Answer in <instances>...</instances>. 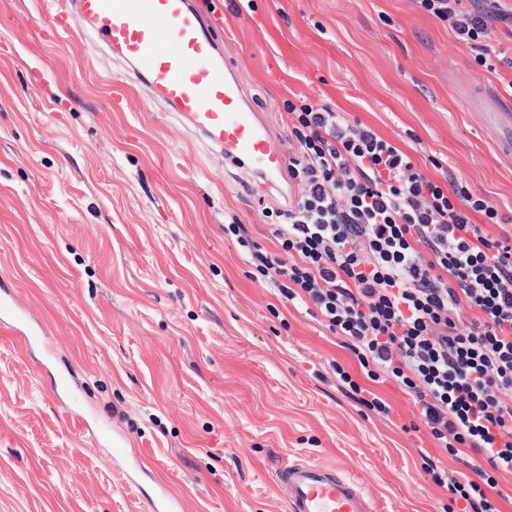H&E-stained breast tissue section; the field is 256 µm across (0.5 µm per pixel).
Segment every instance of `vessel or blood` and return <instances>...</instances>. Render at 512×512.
<instances>
[{
  "mask_svg": "<svg viewBox=\"0 0 512 512\" xmlns=\"http://www.w3.org/2000/svg\"><path fill=\"white\" fill-rule=\"evenodd\" d=\"M223 27L193 0H58L49 32L79 29L209 149L254 175L258 198L287 195L288 156L244 94L237 65L217 39ZM275 484L291 512H379L359 476L340 467L289 461Z\"/></svg>",
  "mask_w": 512,
  "mask_h": 512,
  "instance_id": "obj_1",
  "label": "vessel or blood"
}]
</instances>
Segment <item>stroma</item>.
I'll list each match as a JSON object with an SVG mask.
<instances>
[{
  "mask_svg": "<svg viewBox=\"0 0 512 512\" xmlns=\"http://www.w3.org/2000/svg\"><path fill=\"white\" fill-rule=\"evenodd\" d=\"M212 2L277 137L285 99L347 112L512 234V29L481 66L416 0ZM55 7L0 0V281L33 334L0 324V512H152L162 486L182 512H290L286 460L355 472L381 512H448L468 453L443 457L393 382L371 386L387 418L344 392L355 357L225 236L235 218L278 252L262 211L284 201H252L77 33L47 37Z\"/></svg>",
  "mask_w": 512,
  "mask_h": 512,
  "instance_id": "obj_1",
  "label": "stroma"
}]
</instances>
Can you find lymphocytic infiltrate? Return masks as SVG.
I'll return each mask as SVG.
<instances>
[{"mask_svg":"<svg viewBox=\"0 0 512 512\" xmlns=\"http://www.w3.org/2000/svg\"><path fill=\"white\" fill-rule=\"evenodd\" d=\"M486 62L503 0H419ZM298 200L276 210L281 251L224 227L257 277L285 302L312 305L372 381H393L435 445L470 449L469 473L448 475L461 512H500L490 491L512 474V238L496 239L488 199L430 179L393 142L305 97L285 100ZM481 223H474V216ZM476 316L464 321L461 305Z\"/></svg>","mask_w":512,"mask_h":512,"instance_id":"lymphocytic-infiltrate-1","label":"lymphocytic infiltrate"}]
</instances>
